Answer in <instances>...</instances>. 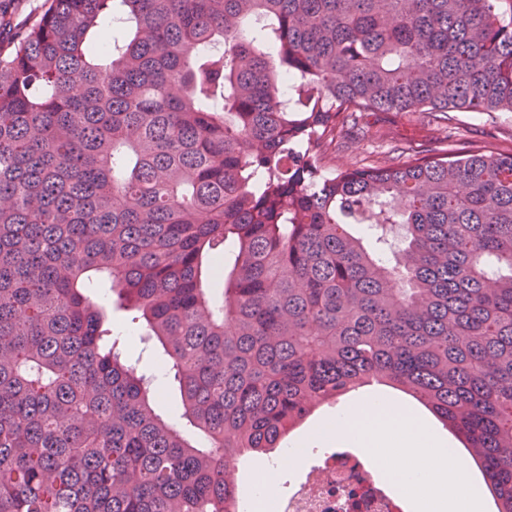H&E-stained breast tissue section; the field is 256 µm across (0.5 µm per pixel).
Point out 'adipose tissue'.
I'll return each instance as SVG.
<instances>
[{
    "label": "adipose tissue",
    "instance_id": "obj_1",
    "mask_svg": "<svg viewBox=\"0 0 512 512\" xmlns=\"http://www.w3.org/2000/svg\"><path fill=\"white\" fill-rule=\"evenodd\" d=\"M319 437L327 444L344 437L385 459L414 512H480L463 466L448 462L449 449L415 416L384 399L370 397L357 410L339 414L334 424L320 429Z\"/></svg>",
    "mask_w": 512,
    "mask_h": 512
}]
</instances>
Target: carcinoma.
Segmentation results:
<instances>
[{
    "label": "carcinoma",
    "instance_id": "cac0c4a2",
    "mask_svg": "<svg viewBox=\"0 0 512 512\" xmlns=\"http://www.w3.org/2000/svg\"><path fill=\"white\" fill-rule=\"evenodd\" d=\"M377 112H512V0H50L17 35L0 512H232L244 456L378 386L512 512V149L326 172L336 130ZM96 274L162 349L184 426ZM156 411L163 417L177 422L180 414V393L177 384L165 382L163 391L155 399Z\"/></svg>",
    "mask_w": 512,
    "mask_h": 512
}]
</instances>
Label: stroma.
<instances>
[{"label": "stroma", "mask_w": 512, "mask_h": 512, "mask_svg": "<svg viewBox=\"0 0 512 512\" xmlns=\"http://www.w3.org/2000/svg\"><path fill=\"white\" fill-rule=\"evenodd\" d=\"M452 137L458 151L468 152L477 145L490 143L499 148L512 147V112L493 114L457 112L449 124H441L426 112L396 114L393 112L370 117L368 122L340 129L335 147L326 159L328 170L342 171L386 158L389 150L400 148L426 150L438 146L445 137ZM115 326L127 329L125 352L136 361L139 369L159 372L163 361L158 349L144 348L140 331L124 310L110 309ZM365 395L352 392L337 398L335 403L321 408L302 427L282 438L284 448H316L320 442L316 432L319 425L334 419L343 409L360 405Z\"/></svg>", "instance_id": "stroma-1"}]
</instances>
